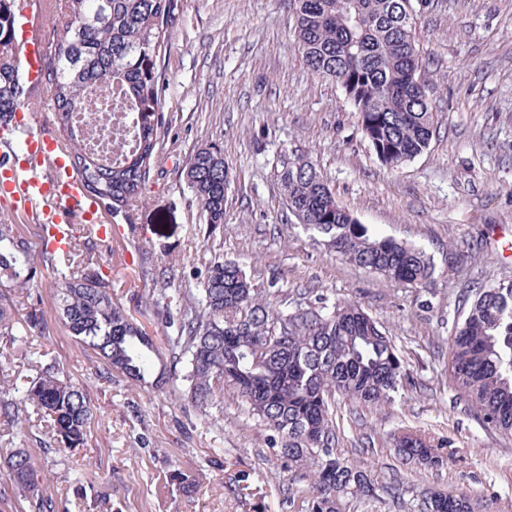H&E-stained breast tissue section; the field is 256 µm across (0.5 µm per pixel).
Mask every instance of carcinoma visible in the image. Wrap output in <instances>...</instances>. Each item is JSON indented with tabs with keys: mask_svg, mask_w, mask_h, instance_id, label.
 I'll use <instances>...</instances> for the list:
<instances>
[{
	"mask_svg": "<svg viewBox=\"0 0 512 512\" xmlns=\"http://www.w3.org/2000/svg\"><path fill=\"white\" fill-rule=\"evenodd\" d=\"M294 41L307 67L342 88L359 113L361 129L382 165L395 169L427 148L434 113L418 49L414 0H294ZM28 0H0V122L25 107L29 90L17 43V16ZM178 0H60L64 17L47 40L40 80L51 91L54 121L65 135L73 169L86 190L119 212L147 189L153 157L165 128L160 111L164 78L145 68L148 52L160 55L165 25L173 22ZM116 88L133 113L134 139L113 140L120 161L108 162L87 149L76 113L93 93ZM188 187L203 205L210 229L224 223V195L231 172L220 150L198 148L184 168ZM279 180L293 217L323 236L327 246L355 267L420 288L435 267L424 251L391 237L368 233L340 207L304 154L283 156ZM38 241L19 237L12 224H0V341L9 345L34 331L47 335V323L34 316L14 318L12 291L49 279L57 296L56 316L100 359L96 381L112 373L155 386L181 383L182 393L201 412L227 392L242 400L259 426L270 432L275 456L288 469L310 477L306 512H346L348 503L374 494L365 468L337 450L331 400L364 405L390 403L408 378L381 326L349 302L309 305L288 313L253 288L243 268L219 256L206 263L199 288L173 287L162 280L149 289L144 310L163 320L170 332L164 351L146 327L112 300L102 267L81 269L75 251L50 247L48 227L36 225ZM450 380L488 428L512 434V284L480 288L466 316L450 337ZM89 382L66 378L52 359L20 396L0 381V415L19 430L29 410L41 414L54 445L85 444L94 417ZM397 454L425 467L442 463L420 438L405 434ZM7 466L15 485L35 492V467L24 449ZM421 512H472L465 494L434 495Z\"/></svg>",
	"mask_w": 512,
	"mask_h": 512,
	"instance_id": "1",
	"label": "carcinoma"
}]
</instances>
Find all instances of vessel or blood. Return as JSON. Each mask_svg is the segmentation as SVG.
Masks as SVG:
<instances>
[{
	"instance_id": "vessel-or-blood-1",
	"label": "vessel or blood",
	"mask_w": 512,
	"mask_h": 512,
	"mask_svg": "<svg viewBox=\"0 0 512 512\" xmlns=\"http://www.w3.org/2000/svg\"><path fill=\"white\" fill-rule=\"evenodd\" d=\"M22 27L23 58L33 70L42 42L31 35L30 20H23ZM0 196L10 200L14 211L48 225L51 247L62 253L74 245L73 224L100 219L99 200L88 194L61 145L37 130H28L19 140L11 125L0 126Z\"/></svg>"
}]
</instances>
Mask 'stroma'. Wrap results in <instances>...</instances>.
<instances>
[{
	"instance_id": "stroma-1",
	"label": "stroma",
	"mask_w": 512,
	"mask_h": 512,
	"mask_svg": "<svg viewBox=\"0 0 512 512\" xmlns=\"http://www.w3.org/2000/svg\"><path fill=\"white\" fill-rule=\"evenodd\" d=\"M293 0H179L155 64L167 122L145 196L104 211L118 235L94 241L112 263L114 301L135 310L152 288L142 259L176 287L198 288L211 254L243 263L283 309L351 300L391 336L410 381L392 403L334 404L338 450L371 472L374 497L349 512H419L425 490L465 493L474 512H512V436L488 430L448 377L449 339L477 288L512 283V0H430L417 20L435 115L428 147L395 170L364 137L332 80L312 73L293 40ZM224 153L231 182L224 222L207 214L182 171L202 145ZM311 157L337 203L377 236L417 246L435 272L424 288L347 264L288 209L282 154ZM15 319L37 313L50 333L0 351L18 389L50 353L65 377L98 360L55 320L48 285L15 293ZM97 417L83 447H40L50 429L32 414L28 440L0 417V512H35L5 458L25 446L55 512H306L309 482L277 460L268 432L228 396L200 412L179 391L123 377L90 389ZM422 438L443 463L399 458L392 435ZM196 481L183 489L174 473Z\"/></svg>"
}]
</instances>
